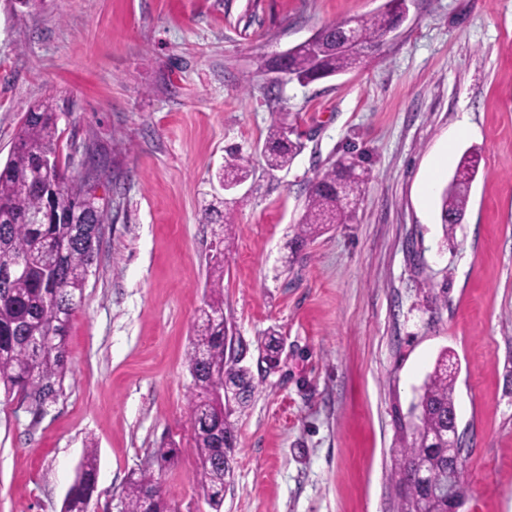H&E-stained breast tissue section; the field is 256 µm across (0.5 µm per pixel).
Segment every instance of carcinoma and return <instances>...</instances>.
I'll return each mask as SVG.
<instances>
[{
	"mask_svg": "<svg viewBox=\"0 0 512 512\" xmlns=\"http://www.w3.org/2000/svg\"><path fill=\"white\" fill-rule=\"evenodd\" d=\"M400 0L359 20L330 23L313 47L298 45L288 58L296 82L314 81L346 73L366 61L368 52L384 42L399 18ZM58 115L42 104L26 113L11 154L0 167V268L21 263L25 271L0 287V389L5 396L20 394L43 413L63 393L67 364V336L71 317L81 302L102 235L97 225L104 213L89 202L92 181L86 175L76 185L68 183L65 168L57 178L62 188L51 196L49 177L41 163L59 157ZM288 114L275 113L264 139L262 154L271 170L288 167L302 151L300 138H291ZM479 165L475 153L465 154L440 197V224L449 237L467 211L472 182ZM367 181L353 161L331 163L306 191L304 214L296 227V242L313 240L328 224H343L353 217ZM85 211V222L71 224L61 216ZM208 270L210 293L201 309V325L191 339L187 363L193 380L188 401L189 422L200 460L207 464L201 483L212 512H221L224 489L233 477V463L224 455L236 441L234 426L217 405L214 394L221 386L240 395L255 389L254 378L225 351L224 255L231 241L218 236ZM48 336L52 346L30 340ZM454 356L443 353L423 386L411 420L400 437L397 466L400 512H448V496L430 498L421 474L448 471V415L455 410L457 373L450 369ZM97 450L88 448L64 502L63 512H89L97 488ZM124 512H171L152 467L131 473L121 492Z\"/></svg>",
	"mask_w": 512,
	"mask_h": 512,
	"instance_id": "1",
	"label": "carcinoma"
}]
</instances>
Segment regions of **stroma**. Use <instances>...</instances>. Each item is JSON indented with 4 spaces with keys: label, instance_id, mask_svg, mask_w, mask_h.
<instances>
[{
    "label": "stroma",
    "instance_id": "1",
    "mask_svg": "<svg viewBox=\"0 0 512 512\" xmlns=\"http://www.w3.org/2000/svg\"><path fill=\"white\" fill-rule=\"evenodd\" d=\"M384 0H0V164L44 100L61 162L87 157L105 233L72 316L64 391L42 418L0 395V512H61L87 447L103 512L155 448L172 512H211L188 422L186 362L215 253L205 210L231 212L224 314L255 365L235 412L223 512H397V432L442 351L459 362L460 512H512V0H407L366 66L269 100L265 64ZM304 148L268 169L271 115ZM480 164L462 224L438 197ZM249 176L222 189L225 162ZM347 158L370 180L354 219L292 239L309 180ZM479 165L475 153H466L452 179L443 189L440 197V224L444 237L453 236L457 224H461L467 211L472 182Z\"/></svg>",
    "mask_w": 512,
    "mask_h": 512
}]
</instances>
